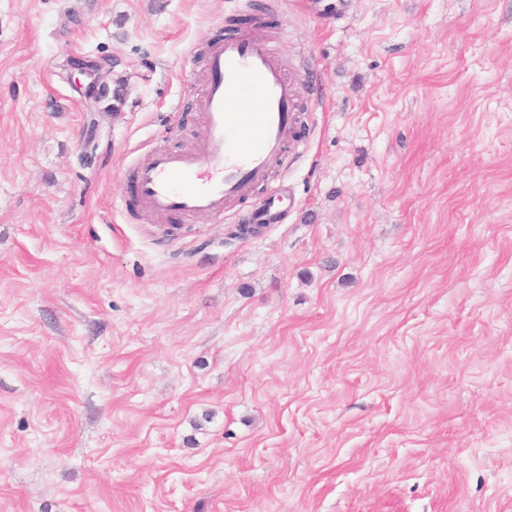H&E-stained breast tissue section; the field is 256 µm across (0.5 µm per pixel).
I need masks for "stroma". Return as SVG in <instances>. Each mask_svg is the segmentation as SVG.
I'll return each instance as SVG.
<instances>
[{
    "mask_svg": "<svg viewBox=\"0 0 512 512\" xmlns=\"http://www.w3.org/2000/svg\"><path fill=\"white\" fill-rule=\"evenodd\" d=\"M250 14L285 219H151ZM0 512H512V0H0Z\"/></svg>",
    "mask_w": 512,
    "mask_h": 512,
    "instance_id": "obj_1",
    "label": "stroma"
}]
</instances>
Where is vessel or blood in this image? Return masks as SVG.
I'll use <instances>...</instances> for the list:
<instances>
[{
    "label": "vessel or blood",
    "instance_id": "vessel-or-blood-1",
    "mask_svg": "<svg viewBox=\"0 0 512 512\" xmlns=\"http://www.w3.org/2000/svg\"><path fill=\"white\" fill-rule=\"evenodd\" d=\"M196 110L204 128L199 149L158 148L137 165L129 192L153 217L223 216L267 184L287 150L302 146L300 82L287 75L281 54L254 28H231L210 45ZM278 201L276 191H269L253 220L278 223Z\"/></svg>",
    "mask_w": 512,
    "mask_h": 512
}]
</instances>
